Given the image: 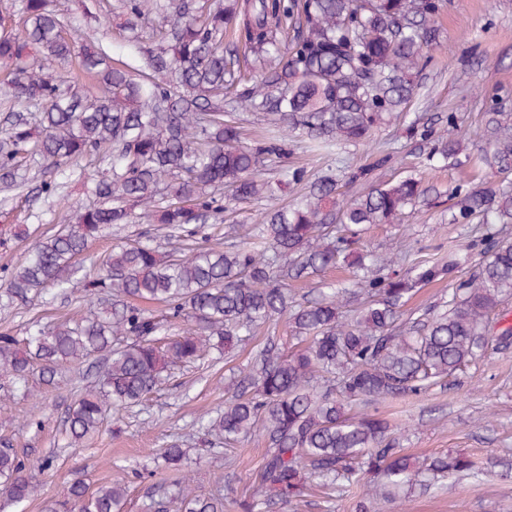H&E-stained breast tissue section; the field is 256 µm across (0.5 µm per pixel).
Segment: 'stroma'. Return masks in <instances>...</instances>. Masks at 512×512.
Wrapping results in <instances>:
<instances>
[{"label": "stroma", "instance_id": "obj_1", "mask_svg": "<svg viewBox=\"0 0 512 512\" xmlns=\"http://www.w3.org/2000/svg\"><path fill=\"white\" fill-rule=\"evenodd\" d=\"M114 2L99 0L90 16L80 0H67L71 25L84 38L107 34L116 57L132 64L136 55L122 19L112 12ZM437 22L441 44L430 51V61L418 76L422 98L411 112L429 119L455 113L459 132L474 154L484 144L482 113L490 100L499 99L512 110V0H446ZM420 146L419 140L407 139L404 121L394 119L382 125L369 144L346 147L342 156L347 166L368 169L370 180L378 182L417 164ZM385 154L391 155V162L376 166V159ZM496 180L491 171L478 172L467 165L427 171L423 181L436 186L438 195L403 224L372 225L361 241L362 249L386 256L408 247L416 256L434 261L464 253L466 241L460 228L448 221L460 203L451 190L464 181L475 186ZM67 191L70 204L66 207L52 208L22 198L0 212V272L23 260L39 236L66 224L71 206L90 200L80 182H71ZM133 240L157 244L164 251L170 248L167 231L160 225L113 226L93 242L83 261L85 272H92L94 260L109 253L113 244ZM109 307V301L89 300L81 283L75 282L65 295H49L9 313L0 311V333L20 337L32 318L53 324L101 314ZM272 338L288 343L284 325L258 326L253 336L216 365L175 369L143 405L108 416L98 433L73 446L65 440L64 415L77 396L92 388V361L60 365L52 387L31 378L28 396L17 392L8 377L0 376V399L8 405L0 412V441L10 442L31 460H53L49 470L37 474L40 488L35 496L20 505L2 506L0 512H42L45 501L66 497L77 480L93 488L104 483L125 485L127 512H145L151 496L168 487L175 473L160 469L139 477L131 467L173 442L186 449L188 470L198 491L221 493L224 512H241L239 503L252 492L250 477L263 462L265 445L255 436L234 447L209 450L199 422L223 406L233 373L249 364ZM379 410L391 424L406 426L400 443L412 457L421 459L451 449L481 459L512 457V352L488 354L450 377L446 385L386 401ZM360 497L356 486L330 497L310 487L297 502L275 505L270 512H355ZM372 512H512V479L453 477L427 494L413 493L374 505Z\"/></svg>", "mask_w": 512, "mask_h": 512}]
</instances>
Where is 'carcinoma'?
<instances>
[{"mask_svg": "<svg viewBox=\"0 0 512 512\" xmlns=\"http://www.w3.org/2000/svg\"><path fill=\"white\" fill-rule=\"evenodd\" d=\"M445 0H116L134 31L141 69L115 64L101 42L72 39L65 11L52 0H22L19 18L0 17V68L9 107L0 118V188L30 191L23 164H42L38 197L68 200L56 175L87 179L97 203L72 210L70 222L38 241L6 275L0 306L26 304L53 289L65 291L75 260L114 224L143 217L170 230L177 242L162 256L149 244L118 245L84 284L86 296L111 297L105 317L46 328L31 322L21 341L0 335V374L25 386L36 375L54 384L57 367L106 353L99 391L68 408L65 437L75 444L95 433L108 407L136 406L171 375L210 350L228 349L264 323L285 321L300 344L285 353L271 340L239 369L224 409L205 424L214 448L259 435L267 454L253 474L256 494L241 512H266L273 500L292 503L307 484L336 491L362 483L356 512L378 495L429 488L426 474L473 476L512 464L446 455L413 461L398 429L376 404L417 395L444 383L488 350L512 349L505 302L512 297V240L493 233L466 245L479 256L465 274L458 262L407 265L408 252L386 262L359 248L372 224H402L429 189L410 174L348 196L342 187L365 176L327 165L286 184L304 192L285 207L265 204L274 186L264 167L305 144L333 156L366 143L387 117L418 94L416 77L437 43L434 18ZM257 112L268 135L241 140L238 110ZM448 114V135L416 116L407 132L428 145L425 168L470 158ZM480 161L502 175L498 184L458 188L451 223L479 219L512 224V113L495 102L485 113ZM102 156L88 176L72 168ZM248 203L256 218L222 249L197 246L211 219ZM350 268L347 284L313 299L291 296L288 283H307L327 269ZM451 278L448 300L405 313L424 284ZM158 301L170 317L193 319L182 336H164L162 323L136 302ZM499 324L492 329V323ZM368 409L350 413L354 404ZM165 467L183 470L186 451L173 443ZM34 464L9 443L0 445V497L19 505L36 492ZM224 512V497L196 491L182 477L150 499L147 512ZM127 488L90 489L76 481L44 512H125Z\"/></svg>", "mask_w": 512, "mask_h": 512, "instance_id": "1", "label": "carcinoma"}]
</instances>
